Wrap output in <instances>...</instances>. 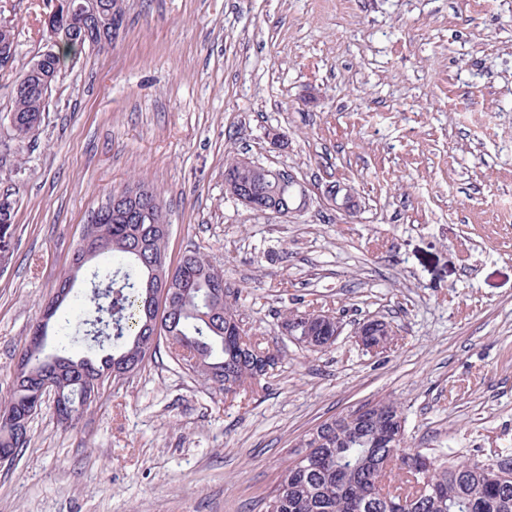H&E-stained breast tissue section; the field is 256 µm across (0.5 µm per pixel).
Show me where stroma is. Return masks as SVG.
<instances>
[{"mask_svg": "<svg viewBox=\"0 0 512 512\" xmlns=\"http://www.w3.org/2000/svg\"><path fill=\"white\" fill-rule=\"evenodd\" d=\"M124 5L118 37L66 65L21 141L15 72L50 45V2L0 0L17 40L0 72V397L92 213L135 181L163 204L168 264L196 251L223 269L280 363L230 395L163 347L76 428L45 402L0 462V512H265L304 434L382 398L411 447L512 460V0ZM243 156L292 170L309 206H242L224 172ZM334 182L356 214L327 203ZM296 308L340 317L335 345L282 336ZM371 317L395 328L387 350L352 336Z\"/></svg>", "mask_w": 512, "mask_h": 512, "instance_id": "1", "label": "stroma"}]
</instances>
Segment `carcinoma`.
<instances>
[{"instance_id":"1","label":"carcinoma","mask_w":512,"mask_h":512,"mask_svg":"<svg viewBox=\"0 0 512 512\" xmlns=\"http://www.w3.org/2000/svg\"><path fill=\"white\" fill-rule=\"evenodd\" d=\"M14 127L28 137L30 122L45 111L43 97L14 95ZM227 184L250 183L260 195L274 186L238 167H230ZM135 204L121 200L112 223L100 225L97 251L58 288L72 289L85 267L94 266L91 291L84 297V316L78 327L81 340L102 355L71 351V332L56 329L57 353H45V343L28 349L30 377L11 381L3 413L24 409L37 380L54 376L57 402L74 411V422L110 382H118L142 368L165 342L170 352L189 351L180 362L187 370L225 392H237L267 375L265 348L259 340L233 331L241 321L229 288L215 300L213 279L224 271L204 256L190 252L176 267L166 262L168 224L161 202L129 218ZM332 319L312 323L310 343L318 350L336 341ZM29 429L17 433L0 424V444L20 451L28 447ZM402 454L403 467L387 470L383 458L392 449ZM266 503L265 512H512V469L499 474L480 460L437 462L420 448L407 445L402 410L391 398L358 418L344 413L305 434Z\"/></svg>"}]
</instances>
